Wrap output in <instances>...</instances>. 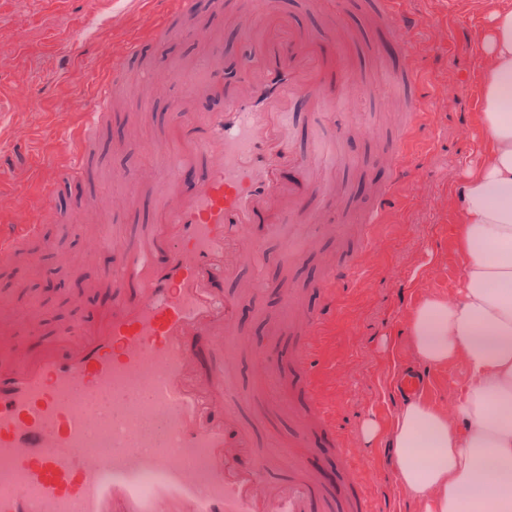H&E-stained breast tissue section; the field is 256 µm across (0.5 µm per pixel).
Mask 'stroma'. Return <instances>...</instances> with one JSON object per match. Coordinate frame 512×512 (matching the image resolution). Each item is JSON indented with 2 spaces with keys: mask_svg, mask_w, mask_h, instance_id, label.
Returning <instances> with one entry per match:
<instances>
[{
  "mask_svg": "<svg viewBox=\"0 0 512 512\" xmlns=\"http://www.w3.org/2000/svg\"><path fill=\"white\" fill-rule=\"evenodd\" d=\"M486 4L409 0L406 6L420 20L407 39L408 64L418 69L426 92L424 129L409 146V172L369 242L362 217L374 205L378 181L387 177L382 147L399 138L411 114L391 97L396 61L371 50L368 0L337 11L336 31L352 45L344 65L358 75L349 85L350 99L318 117L301 113L289 130L306 155L320 138L346 131L339 144L344 162L324 175L336 206L310 202L322 229L287 266L279 254L289 238L305 236L304 215L278 216L276 234L268 225H256L264 265L242 264L236 279L224 284L225 293L244 297L230 333L237 349L233 369L242 394L240 417L258 448L278 454L299 431L315 429L319 421L298 409L290 379L282 381L281 398L264 397L260 356L268 348L304 340L303 323L321 307L323 283L334 267L355 260L348 283L336 291V311L315 340L314 381L337 436L350 450L349 467L370 499L371 512H417V505L394 479L386 438L365 443L362 422L372 417L392 423L402 403L393 399L391 387L402 369L427 370L419 395L445 410L467 378L459 362L424 367L412 352L408 324L424 296H454L462 284L456 242L462 214L454 197L483 148L475 115L484 75L480 34ZM159 11L155 0H0V145L23 140L34 154L30 170L0 180V221L41 227L39 240L29 246L36 263L19 257L0 265V299L12 305L8 331L18 339L52 340L61 327L89 322L102 311L97 281L106 257L86 253L87 238L101 225L131 236L158 218L147 183L165 158L153 145L176 122L167 99L181 94L180 75L207 54L205 42L176 38L146 45L141 55L128 59L121 101L146 97L151 104L142 112L118 113L99 130L91 178L60 180L69 156L53 133L80 123L97 92L89 74H105L113 55L142 36ZM242 15L236 0H224L219 10L213 0H196L190 18L221 40L228 80L237 76L238 48L245 42ZM106 195L128 198L129 204L87 217L89 202ZM287 293L294 299L289 309L283 302Z\"/></svg>",
  "mask_w": 512,
  "mask_h": 512,
  "instance_id": "1",
  "label": "stroma"
}]
</instances>
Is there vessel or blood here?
<instances>
[{
	"label": "vessel or blood",
	"instance_id": "b4317fda",
	"mask_svg": "<svg viewBox=\"0 0 512 512\" xmlns=\"http://www.w3.org/2000/svg\"><path fill=\"white\" fill-rule=\"evenodd\" d=\"M166 2L148 41H204L209 57L171 103L179 120L153 176L160 221L130 241L101 229L96 243L112 256L103 273L111 303L92 325L63 328L66 345L46 343L33 354L0 336L9 355L0 363V512H325L345 472L342 450L315 476L303 460L286 466L255 448L226 367L233 353L226 332L241 300L225 296L222 284L242 262L261 260L250 230L269 220L272 199L300 211L306 197H325L283 130L299 112L336 103L348 78L270 0H243L241 22L254 30L249 57L242 80L225 83L221 45L206 30L171 24L193 14L196 0ZM372 13L380 32L415 24L402 0H374ZM139 46L128 42L113 56L108 78L96 81V110L61 138L67 176L88 172L94 137L112 117L126 59ZM396 77L403 99L415 104L420 77L409 67ZM420 132L410 123L389 143L390 182L375 212L404 177L405 150ZM40 232L37 224H1L0 257ZM315 352L309 342L263 360L274 375L293 359L306 405L321 416L308 373Z\"/></svg>",
	"mask_w": 512,
	"mask_h": 512
}]
</instances>
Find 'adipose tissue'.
Instances as JSON below:
<instances>
[{"label":"adipose tissue","mask_w":512,"mask_h":512,"mask_svg":"<svg viewBox=\"0 0 512 512\" xmlns=\"http://www.w3.org/2000/svg\"><path fill=\"white\" fill-rule=\"evenodd\" d=\"M482 43L485 151L456 199L462 286L425 296L409 319L415 357L463 361L468 378L450 410L407 400L387 434L420 512H512V0H494Z\"/></svg>","instance_id":"1"}]
</instances>
